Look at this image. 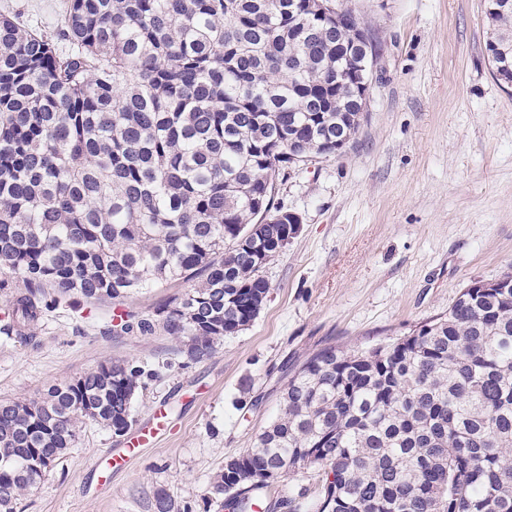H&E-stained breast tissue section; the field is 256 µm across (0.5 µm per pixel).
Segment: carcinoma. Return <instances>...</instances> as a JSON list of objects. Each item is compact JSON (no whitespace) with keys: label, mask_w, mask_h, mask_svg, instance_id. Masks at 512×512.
Listing matches in <instances>:
<instances>
[{"label":"carcinoma","mask_w":512,"mask_h":512,"mask_svg":"<svg viewBox=\"0 0 512 512\" xmlns=\"http://www.w3.org/2000/svg\"><path fill=\"white\" fill-rule=\"evenodd\" d=\"M487 0L488 42L512 7ZM315 0H72L48 35L0 16V337L59 307L194 281L105 335L162 331L194 362L261 312L260 269L291 238L274 206L291 164L353 140L360 27ZM512 86V50L489 60ZM148 361L104 362L37 400L0 401V512L96 424L121 437ZM317 465L320 497L264 502L271 469ZM230 512H512V275L364 352L332 346L289 376L276 419L211 484Z\"/></svg>","instance_id":"cac0c4a2"}]
</instances>
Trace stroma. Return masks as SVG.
<instances>
[{
	"label": "stroma",
	"instance_id": "stroma-1",
	"mask_svg": "<svg viewBox=\"0 0 512 512\" xmlns=\"http://www.w3.org/2000/svg\"><path fill=\"white\" fill-rule=\"evenodd\" d=\"M380 54L363 123L341 154L282 172L275 204L299 233L262 270L257 319L194 363L179 340L104 337L112 312H154L185 292L165 285L91 315L49 313L23 343L0 345V400L37 399L105 361L167 362L135 401L142 423L165 407L168 429L101 481L97 458L124 438L89 425L17 512H152L156 489L208 512L213 477L277 412L289 376L321 349L362 351L446 315L473 282L512 273V89L490 70L485 0H337ZM70 0H0V14L53 31Z\"/></svg>",
	"mask_w": 512,
	"mask_h": 512
}]
</instances>
